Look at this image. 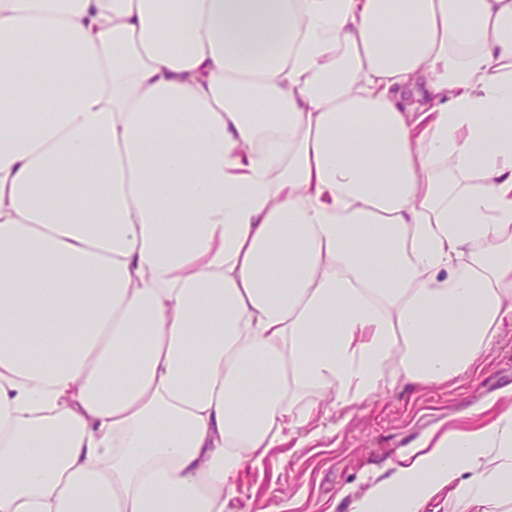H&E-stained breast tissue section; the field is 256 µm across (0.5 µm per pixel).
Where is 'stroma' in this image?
Returning a JSON list of instances; mask_svg holds the SVG:
<instances>
[{"label": "stroma", "mask_w": 512, "mask_h": 512, "mask_svg": "<svg viewBox=\"0 0 512 512\" xmlns=\"http://www.w3.org/2000/svg\"><path fill=\"white\" fill-rule=\"evenodd\" d=\"M512 387V324L504 323L473 367L449 384H396L371 400L317 415L303 447L269 449L237 483L224 512H351L400 452L430 430Z\"/></svg>", "instance_id": "35a3bbf8"}]
</instances>
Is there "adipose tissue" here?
<instances>
[{
    "mask_svg": "<svg viewBox=\"0 0 512 512\" xmlns=\"http://www.w3.org/2000/svg\"><path fill=\"white\" fill-rule=\"evenodd\" d=\"M507 321L512 0H0V512H224ZM389 469L499 512L512 388Z\"/></svg>",
    "mask_w": 512,
    "mask_h": 512,
    "instance_id": "1",
    "label": "adipose tissue"
}]
</instances>
